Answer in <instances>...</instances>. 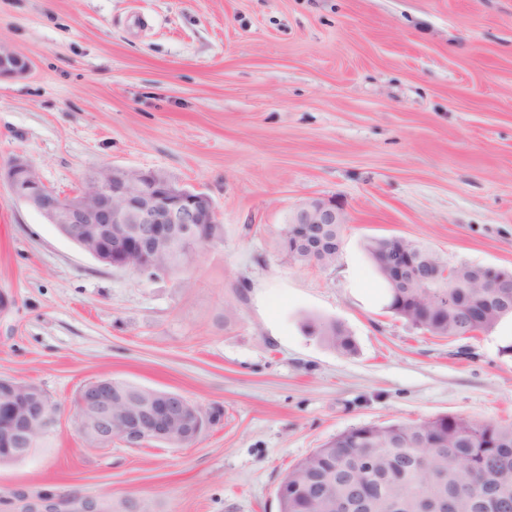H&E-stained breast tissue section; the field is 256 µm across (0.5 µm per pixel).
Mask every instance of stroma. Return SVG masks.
Listing matches in <instances>:
<instances>
[{"mask_svg": "<svg viewBox=\"0 0 512 512\" xmlns=\"http://www.w3.org/2000/svg\"><path fill=\"white\" fill-rule=\"evenodd\" d=\"M0 162L57 193L153 169L224 228L187 274L106 268L0 189V376L58 422L0 465L25 489L153 512H279L281 478L344 430L392 418L512 422V318L462 343L387 312L369 239L512 269V0H0ZM342 209L336 261L291 265L301 201ZM341 322L343 355L304 328ZM109 377L224 409L193 444L90 448L74 399ZM29 69L28 61L21 55L0 47V78L17 77L26 74Z\"/></svg>", "mask_w": 512, "mask_h": 512, "instance_id": "1", "label": "stroma"}]
</instances>
